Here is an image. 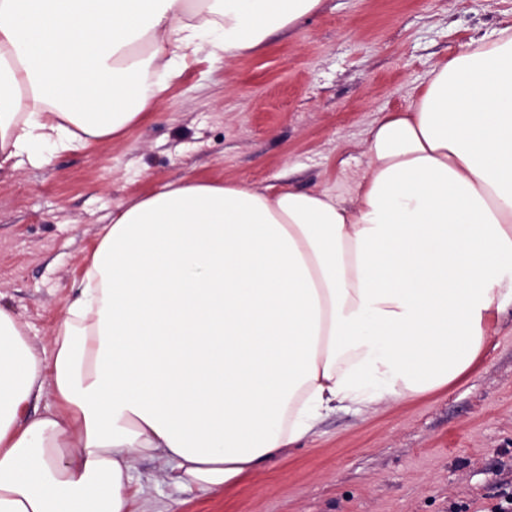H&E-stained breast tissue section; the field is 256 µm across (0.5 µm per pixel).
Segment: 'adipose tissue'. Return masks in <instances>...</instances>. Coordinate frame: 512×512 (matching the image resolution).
<instances>
[{
  "mask_svg": "<svg viewBox=\"0 0 512 512\" xmlns=\"http://www.w3.org/2000/svg\"><path fill=\"white\" fill-rule=\"evenodd\" d=\"M321 2L0 0V171L121 138L200 43L244 55ZM366 154L349 204L200 180L131 201L50 351L0 306V512H138L140 455L230 492L327 412L467 373L512 310V32L434 67Z\"/></svg>",
  "mask_w": 512,
  "mask_h": 512,
  "instance_id": "ef3b65f1",
  "label": "adipose tissue"
}]
</instances>
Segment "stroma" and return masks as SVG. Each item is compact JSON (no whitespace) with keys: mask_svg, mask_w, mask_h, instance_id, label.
<instances>
[{"mask_svg":"<svg viewBox=\"0 0 512 512\" xmlns=\"http://www.w3.org/2000/svg\"><path fill=\"white\" fill-rule=\"evenodd\" d=\"M512 27V0H322L233 60L196 52L122 138L0 175V306L49 347L84 259L131 200L188 178L328 189L352 200L372 124L413 104L465 43ZM139 458L144 512H476L512 488V311L452 387L329 413L232 494L183 491Z\"/></svg>","mask_w":512,"mask_h":512,"instance_id":"1","label":"stroma"}]
</instances>
